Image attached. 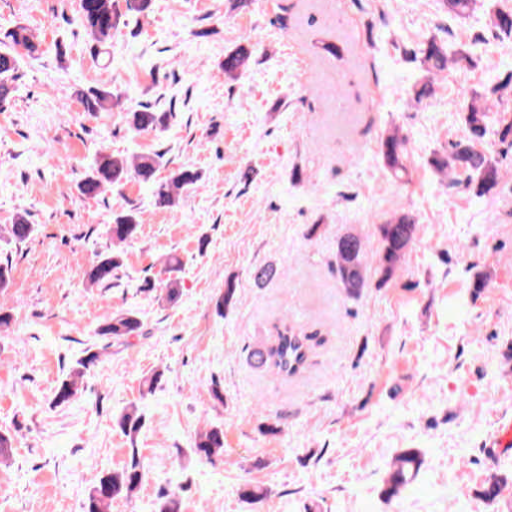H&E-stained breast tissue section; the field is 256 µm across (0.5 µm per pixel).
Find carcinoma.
I'll use <instances>...</instances> for the list:
<instances>
[{
    "label": "carcinoma",
    "mask_w": 512,
    "mask_h": 512,
    "mask_svg": "<svg viewBox=\"0 0 512 512\" xmlns=\"http://www.w3.org/2000/svg\"><path fill=\"white\" fill-rule=\"evenodd\" d=\"M79 25L92 41L104 42L117 28L120 15L114 0H84L79 11ZM490 24L499 38H512V12L496 10L490 15ZM40 41L31 29L17 26L6 32L0 39V104L7 102L14 92V83L23 56L39 53ZM412 61L420 64L426 72V79L415 91V98L422 100L435 94L434 77L448 71L454 65L464 68L472 64V58L465 46H460L453 55H448V44L432 37L417 45L411 51ZM252 50L239 46L224 56L222 70L224 79L236 81L247 69ZM512 90V70L503 78L484 87L483 92L474 93L466 107L464 116L468 134L452 143L446 155L433 159L434 167L444 172L461 171L466 174V186L473 189L478 196H486L498 186L500 172L497 162L477 148L484 137L487 127L488 102H500L505 93ZM77 95L84 111L90 113L107 112L122 108L118 95L104 89L79 90ZM130 125L136 131L155 130L165 125L171 117L169 112H157L152 106L143 104L129 112ZM379 153L387 169L397 178H402L407 170V138L395 130L385 135L379 143ZM164 167L163 155L154 153L140 155L132 160L122 156L103 157L84 177L79 185L81 195L96 196L104 187L118 185L129 175H135L141 182L152 189L155 204L159 207L176 205L179 194L195 188L201 181V174L186 165L170 170L169 175L157 179V172ZM141 226L136 209L130 208L112 216L108 233L112 244L123 245L135 239ZM33 232V226L25 216L16 218L15 223L4 228L7 242L20 244ZM380 241L377 265L374 275L378 282H388L402 266L408 251L412 248L418 232V224L411 210L401 208L384 223L377 227ZM123 267L121 252L101 253L98 260L88 272V280L93 285H109ZM165 268L171 277L166 285V301L172 303L181 296L180 281L176 274L180 272L181 260L171 256ZM336 277L344 291L350 296L359 295L368 287L370 276L366 262L365 243L357 233L348 232L336 242ZM236 286L229 281L224 286V293L215 302L218 316H224L232 303ZM142 327L141 319L132 310L121 311L106 318L98 327L97 334L110 339H127L137 336ZM312 337L297 333L294 328L284 323L277 328L274 342L252 353L253 364L258 368L269 367L276 374L285 378L301 373L305 368L312 349ZM99 356L91 354L77 362L66 374L56 388L54 401L57 405L70 403L80 390V385L87 372L96 365ZM122 432L130 437L137 434L144 424V416L135 405L120 416L117 421ZM195 453L211 462L224 456V432L212 427L198 433L194 440ZM414 459L403 454L395 464L388 478V495H396L408 482L406 468ZM143 473L140 461L131 458L129 464L120 470L103 473L90 488L84 512H112V501L120 496H131L141 485Z\"/></svg>",
    "instance_id": "cac0c4a2"
}]
</instances>
